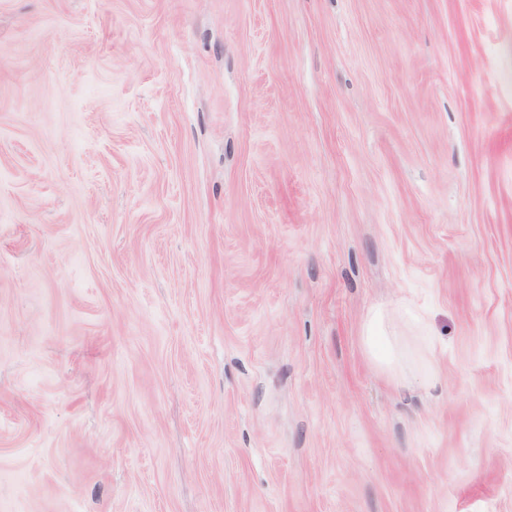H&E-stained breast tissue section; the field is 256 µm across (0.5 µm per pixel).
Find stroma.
<instances>
[{"label":"stroma","mask_w":512,"mask_h":512,"mask_svg":"<svg viewBox=\"0 0 512 512\" xmlns=\"http://www.w3.org/2000/svg\"><path fill=\"white\" fill-rule=\"evenodd\" d=\"M0 512H512V0H0ZM374 319L375 316L370 320L367 336H364L369 355L385 365L396 379L407 381L408 377L400 368L405 362L404 351L398 348L396 336H375L372 326L377 322Z\"/></svg>","instance_id":"1"}]
</instances>
